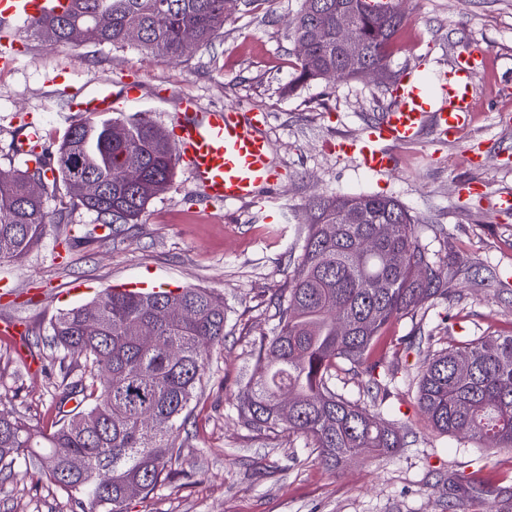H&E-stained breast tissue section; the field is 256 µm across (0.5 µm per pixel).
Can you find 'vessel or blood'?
I'll return each instance as SVG.
<instances>
[{
    "mask_svg": "<svg viewBox=\"0 0 512 512\" xmlns=\"http://www.w3.org/2000/svg\"><path fill=\"white\" fill-rule=\"evenodd\" d=\"M70 5V0H0V67L13 66L22 35L31 23L63 14ZM486 60L482 48L458 56L431 92L420 77L403 74L394 85V106L359 136L338 141L337 155L356 158L368 171L385 173L395 167L387 144L417 142L430 125L442 140H455L477 110L472 87ZM56 82L63 85L73 106L91 117L118 111L141 94L140 84L132 80L116 86L106 79L92 91L67 83L62 76ZM262 125L258 114L240 107L204 110L194 99H184L169 131L175 161L189 171L210 200L249 199L259 187L277 181Z\"/></svg>",
    "mask_w": 512,
    "mask_h": 512,
    "instance_id": "1",
    "label": "vessel or blood"
}]
</instances>
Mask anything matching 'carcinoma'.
I'll return each instance as SVG.
<instances>
[{
  "label": "carcinoma",
  "mask_w": 512,
  "mask_h": 512,
  "mask_svg": "<svg viewBox=\"0 0 512 512\" xmlns=\"http://www.w3.org/2000/svg\"><path fill=\"white\" fill-rule=\"evenodd\" d=\"M358 9V29L369 60L389 62L401 16L378 0H302L293 30L309 39L317 26L331 34L336 9ZM224 0H73L55 18L28 31L50 45L83 42L122 46L131 28L141 51L178 61L183 42L206 45L224 29ZM357 77L326 43L298 57L288 84ZM34 166L0 169V260L38 245L49 224L68 223L44 202L65 190L70 206L105 226L136 224L149 202L175 174L172 144L148 118L84 119L71 125L50 157ZM102 190L85 196L71 189L73 170ZM136 172L147 192L129 178ZM42 186L38 196L30 182ZM314 217L294 260L287 291L279 296V323L259 337L255 369L236 394L242 426L304 438L320 461L341 469L365 455H390L406 447L409 427L397 428L370 411L361 398L339 392L336 369L357 368L367 394L385 391L395 373L372 357V348L397 320L448 296V275L438 252L423 242L417 218L384 195L331 196L311 205ZM163 308L188 312L164 319ZM224 301L205 288L139 294L106 290L90 303L60 313L50 345L61 359L83 360L79 379L63 398L82 396L85 407L59 415L54 430L31 428L0 414V472L34 473L60 486L82 512H123L129 491L149 494L168 478L183 443L181 430L201 385L211 352L224 344ZM149 330L155 342L140 344ZM433 336H411L407 348L426 352L418 370L417 407L432 428L512 450V335L478 336L433 349ZM154 413L146 429L141 415Z\"/></svg>",
  "instance_id": "cac0c4a2"
}]
</instances>
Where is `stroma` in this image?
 Wrapping results in <instances>:
<instances>
[{
    "label": "stroma",
    "instance_id": "1",
    "mask_svg": "<svg viewBox=\"0 0 512 512\" xmlns=\"http://www.w3.org/2000/svg\"><path fill=\"white\" fill-rule=\"evenodd\" d=\"M299 6L300 0H255L250 10L232 9L223 34L193 46L178 63L146 56L132 42L53 48L25 34L26 54L0 68V168L21 166L14 145L26 122L53 150L84 119L52 82L63 73L89 87L104 78L140 81L141 98L122 113L144 114L162 128L173 122L181 96L207 109L237 105L260 113L279 179L258 199L209 203L180 168L139 223L109 228L78 208L68 223L50 225L30 251L0 260V319L25 328L20 344L0 336V412L41 430L57 420L62 382L83 371L82 360L59 359L48 343L50 324L63 310L132 282L205 288L224 299V346L210 356L170 478L127 501L124 512H512L511 500L480 501L453 490L452 481L466 477L512 484V451L492 453L428 427L416 405L419 356L400 342L430 334L447 347L512 333V213L491 207L494 195L512 190V0H404L391 70L414 71L432 85L470 47L487 50L489 62L473 85L479 109L471 125L452 142L428 132L417 143L391 146L398 166L383 174L337 156L333 146L393 105L385 86L356 78L284 93L295 71ZM471 149L481 152L480 164L469 162ZM464 183L475 194L460 195ZM358 194L395 197L417 217L422 238L448 258L451 297L395 322L375 352L397 380L378 393L374 410L395 425L412 423L415 442L336 470L304 438L244 428L234 395L253 369L255 338L278 323V297L301 251L310 202ZM266 199L280 207L271 224L261 210ZM68 233L75 240L67 246ZM78 285L84 293H75ZM0 512L82 510L44 478L0 474Z\"/></svg>",
    "mask_w": 512,
    "mask_h": 512
}]
</instances>
